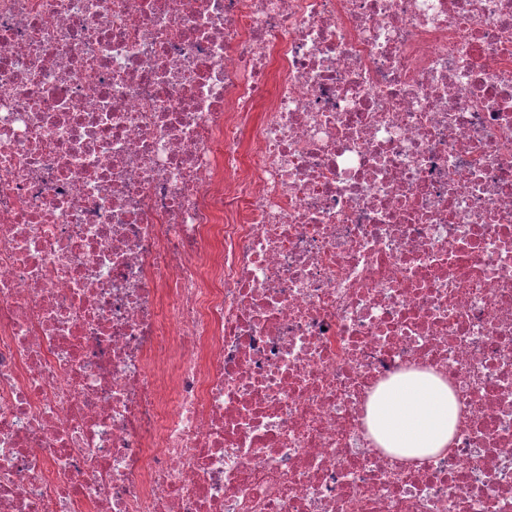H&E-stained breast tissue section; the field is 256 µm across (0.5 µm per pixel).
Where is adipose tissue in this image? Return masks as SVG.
I'll return each instance as SVG.
<instances>
[{
	"mask_svg": "<svg viewBox=\"0 0 512 512\" xmlns=\"http://www.w3.org/2000/svg\"><path fill=\"white\" fill-rule=\"evenodd\" d=\"M459 416L447 381L417 372L382 384L370 398L366 421L381 448L421 461L447 453Z\"/></svg>",
	"mask_w": 512,
	"mask_h": 512,
	"instance_id": "obj_1",
	"label": "adipose tissue"
}]
</instances>
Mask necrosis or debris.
I'll use <instances>...</instances> for the list:
<instances>
[{
	"label": "necrosis or debris",
	"mask_w": 512,
	"mask_h": 512,
	"mask_svg": "<svg viewBox=\"0 0 512 512\" xmlns=\"http://www.w3.org/2000/svg\"><path fill=\"white\" fill-rule=\"evenodd\" d=\"M0 512H512V0H0ZM459 416L448 382L417 372L382 384L370 398L366 421L381 448L422 461L448 452Z\"/></svg>",
	"instance_id": "obj_1"
}]
</instances>
